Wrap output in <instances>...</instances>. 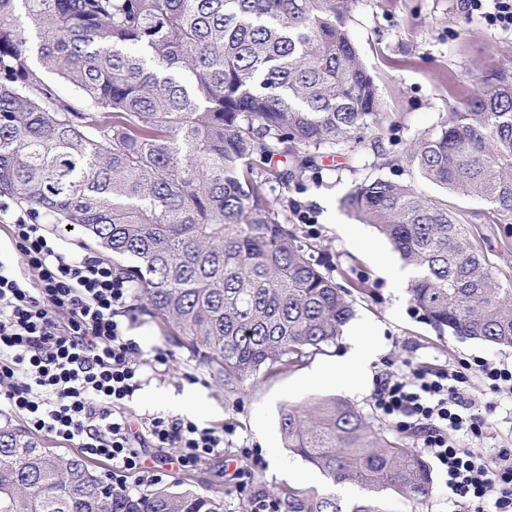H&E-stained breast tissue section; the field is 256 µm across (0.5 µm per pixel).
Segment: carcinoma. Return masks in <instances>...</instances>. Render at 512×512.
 <instances>
[{
    "label": "carcinoma",
    "mask_w": 512,
    "mask_h": 512,
    "mask_svg": "<svg viewBox=\"0 0 512 512\" xmlns=\"http://www.w3.org/2000/svg\"><path fill=\"white\" fill-rule=\"evenodd\" d=\"M355 0H0V195L35 221L79 224L149 309L237 386L336 343L365 281L345 288L270 195L316 155L353 151L380 108L349 31ZM73 90L61 94L44 73ZM283 159L279 169L272 162ZM405 166L512 224V74L417 138ZM414 270L435 326L512 348V282L445 197L377 177L343 198ZM284 447L326 479L276 512H389L432 494L417 449L335 398L280 409ZM358 487L345 502L334 488ZM185 488L112 491L79 456L0 425V512H220Z\"/></svg>",
    "instance_id": "carcinoma-1"
}]
</instances>
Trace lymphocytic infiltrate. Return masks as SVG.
<instances>
[{
    "label": "lymphocytic infiltrate",
    "instance_id": "1",
    "mask_svg": "<svg viewBox=\"0 0 512 512\" xmlns=\"http://www.w3.org/2000/svg\"><path fill=\"white\" fill-rule=\"evenodd\" d=\"M8 238L10 249L0 254V407L22 416L31 432L106 461L115 490L127 491L134 474L160 482L123 410L145 369L166 362L126 336L121 317L133 294L130 279L109 259L63 251L30 211L9 225ZM475 380L490 394H511L512 363L475 356L445 372L390 376L380 382L375 406L421 441L453 495L479 512H512V448L488 456L459 443L465 434L481 436L496 409L491 402L475 411L465 398ZM142 428L141 437L156 447L176 449L181 472L224 446L223 433L184 417L153 414Z\"/></svg>",
    "mask_w": 512,
    "mask_h": 512
}]
</instances>
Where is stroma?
<instances>
[{"instance_id":"obj_1","label":"stroma","mask_w":512,"mask_h":512,"mask_svg":"<svg viewBox=\"0 0 512 512\" xmlns=\"http://www.w3.org/2000/svg\"><path fill=\"white\" fill-rule=\"evenodd\" d=\"M350 37L379 87V122L368 145L356 151L326 153L303 181L277 187L290 222L300 211L314 221L305 225L316 251L331 274L346 272L351 280L366 279L369 296L358 299L355 315L334 345L311 354L291 368L261 373L257 379L234 388L216 379L200 352L185 343L160 317L151 314L142 290H135L128 311L133 323L127 332L143 351L161 350L168 363L150 375L125 411L132 419L148 414L187 417L224 434V450L203 459L194 471L170 473L171 448L143 444L147 466L167 471L164 485L205 493L221 491L223 512H255L257 501L274 499L280 489L324 488L315 468L284 448L279 412L286 404H303L316 397H336L362 410L388 438L415 445L375 408V393L388 374L413 370L445 371L475 356L512 361V350L438 329L416 311L407 287L412 272L387 240L369 224L342 207L347 192L357 183L390 169L373 168L375 150L401 155L418 136L435 131L442 114L454 111L471 95L486 89L490 77L512 73V32L488 28L468 14L462 0H355L348 21ZM453 206L468 214L471 228L484 237L490 261L512 275V249L499 246L511 230L486 225L488 204L456 197ZM379 334L378 352L367 370L346 363L353 339L367 328ZM340 363L339 375L314 379L316 368ZM196 398V409L175 406V398ZM470 397L477 406L490 398L481 386ZM497 408L489 417L486 437H468L465 447L512 448V396L494 398ZM434 490L429 498L415 500L391 495L393 512H476L474 504L448 496L447 477L431 470Z\"/></svg>"}]
</instances>
